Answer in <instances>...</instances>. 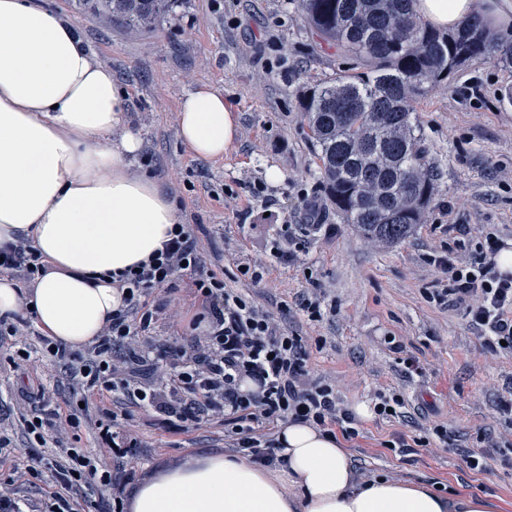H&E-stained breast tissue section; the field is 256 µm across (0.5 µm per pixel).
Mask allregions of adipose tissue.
Returning <instances> with one entry per match:
<instances>
[{
  "mask_svg": "<svg viewBox=\"0 0 512 512\" xmlns=\"http://www.w3.org/2000/svg\"><path fill=\"white\" fill-rule=\"evenodd\" d=\"M413 10L451 31L475 11L512 23V0H414ZM125 95L75 28L39 0H0V246L33 236L50 270L22 285L0 276V318L32 316L70 348L89 344L121 303L112 272L160 249L181 217L152 178L132 172L139 137L109 135ZM238 119L202 84L178 110V136L198 159H222ZM269 472L244 458L209 456L153 474L130 512H496L485 496L445 495L385 477L357 486L340 442L310 425H282Z\"/></svg>",
  "mask_w": 512,
  "mask_h": 512,
  "instance_id": "obj_1",
  "label": "adipose tissue"
}]
</instances>
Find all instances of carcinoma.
I'll return each instance as SVG.
<instances>
[{
  "mask_svg": "<svg viewBox=\"0 0 512 512\" xmlns=\"http://www.w3.org/2000/svg\"><path fill=\"white\" fill-rule=\"evenodd\" d=\"M174 0H79L83 10L147 28ZM320 39L356 60L357 72L308 89L301 107L319 149L336 212L367 239L391 243L420 223L433 178L415 134V104L465 61L492 55L512 68V39L471 16L456 31L434 30L412 0H300Z\"/></svg>",
  "mask_w": 512,
  "mask_h": 512,
  "instance_id": "cac0c4a2",
  "label": "carcinoma"
}]
</instances>
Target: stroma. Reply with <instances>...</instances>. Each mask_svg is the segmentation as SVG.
Here are the masks:
<instances>
[{
	"instance_id": "35a3bbf8",
	"label": "stroma",
	"mask_w": 512,
	"mask_h": 512,
	"mask_svg": "<svg viewBox=\"0 0 512 512\" xmlns=\"http://www.w3.org/2000/svg\"><path fill=\"white\" fill-rule=\"evenodd\" d=\"M41 2L72 21L93 59L111 69L126 93L122 128L141 141L135 170L178 201L182 222L193 225L226 285L303 336L314 377L335 384L349 408H369L379 391L403 395L412 422L368 412L352 443L356 456L388 478L438 482L512 512V466L502 462L512 445L488 449L481 472L458 454L487 432L512 442V420L499 412L512 397V354L492 351L461 311L433 300L448 280L429 261L446 250L473 260L486 227L512 243V69L493 57L471 60L417 103L434 192L420 224L385 244L364 238L328 200L300 92L336 79L353 61L320 41L297 0H176L140 29L78 15L69 0ZM203 83L221 91L238 117V135L220 161L194 158L178 137L179 103ZM272 167L282 173L275 183L267 179ZM304 197L317 205L312 218L335 225V235L309 227L312 218L299 208ZM454 224L470 225V234L451 232ZM288 242L301 246L292 262L272 252ZM307 297L320 300L321 321L301 310ZM150 302L161 310L150 332L154 351L172 354L199 312L188 276ZM409 359L419 374H408ZM135 425L139 480L224 452V429L215 424L175 434L142 412ZM437 425L447 428V443L412 457L383 446L398 434L430 436Z\"/></svg>"
}]
</instances>
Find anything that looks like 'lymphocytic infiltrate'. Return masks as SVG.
<instances>
[{"label": "lymphocytic infiltrate", "instance_id": "1", "mask_svg": "<svg viewBox=\"0 0 512 512\" xmlns=\"http://www.w3.org/2000/svg\"><path fill=\"white\" fill-rule=\"evenodd\" d=\"M483 238L476 261L432 256L449 283L435 300L462 309L490 348L512 353V274L497 269L501 244L496 233L485 232ZM48 269L26 233L0 249L1 275L31 284ZM183 273L190 276L201 316L193 323L189 344L165 362L142 345L159 315L149 298ZM112 284L123 304L79 351L38 332L30 320L0 319V346L23 342L21 351L9 356L10 366L39 363L52 369L51 383L36 388L38 406L20 425H13L0 407V464L12 455L14 431L41 449L36 464L0 480V512H83L88 494L97 490L109 492L113 512H124L134 478L127 460L140 446L130 423L142 411L157 414L174 432L188 431L190 422L205 417H220L228 451L271 471L280 465L273 433L277 423H305L347 442L358 437L359 421L335 385L313 377L301 337L283 334L267 310L226 286L223 276L207 266L191 225H173L161 249L115 273ZM59 379L72 399L66 411L44 417L41 409L54 402ZM247 381L254 388L245 392L241 385ZM60 429L77 437L92 434L97 445L57 447L54 433ZM32 484L39 486L40 498L27 494Z\"/></svg>", "mask_w": 512, "mask_h": 512}]
</instances>
